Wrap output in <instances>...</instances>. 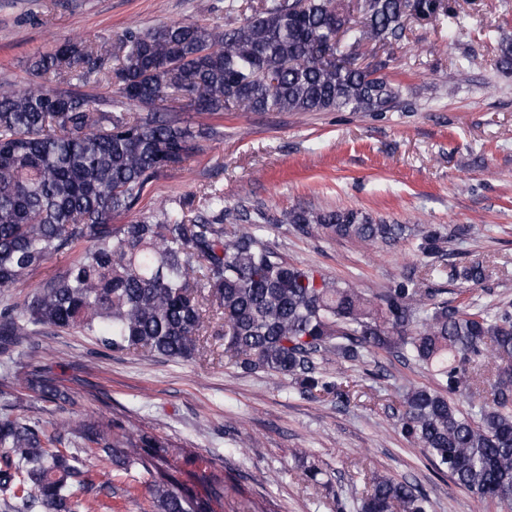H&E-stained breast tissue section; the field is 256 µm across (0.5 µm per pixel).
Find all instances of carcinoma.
<instances>
[{
    "label": "carcinoma",
    "mask_w": 512,
    "mask_h": 512,
    "mask_svg": "<svg viewBox=\"0 0 512 512\" xmlns=\"http://www.w3.org/2000/svg\"><path fill=\"white\" fill-rule=\"evenodd\" d=\"M351 20L335 0H226L227 14L251 11L237 26L170 22L126 28L116 38L67 40L34 57L32 78L0 84V365L18 348L50 353L52 331L79 330L105 351H149L189 361L206 350L215 308L224 364L264 372L301 395L348 398L344 367H368L380 352L427 371L435 385L399 394L395 429L484 503L512 506V306L448 304L443 277L479 285L474 259L446 270L443 244L467 233L422 231L420 277L407 275L367 294L349 282L288 262L263 237L267 224L392 247L406 224L357 209H293L281 217L242 201L224 207L208 192L160 202L127 224L160 173L177 170L222 135L161 112L171 96L210 116L226 112H388L399 85L385 64L353 66L366 43L404 36L416 15L458 25L448 0H359ZM512 69V42L495 54ZM116 88L117 97L81 92ZM78 250L64 270L39 282L21 304L8 293L54 255ZM24 385L43 402L78 399L38 366ZM9 377L0 379V495L18 512H100L109 482L66 448L79 442L118 470L152 478V512H215L224 478L210 458L141 430L112 436V421L92 414L47 428L10 412ZM84 489L76 497L74 486ZM433 512L431 498L407 481L374 479L357 512Z\"/></svg>",
    "instance_id": "obj_1"
}]
</instances>
